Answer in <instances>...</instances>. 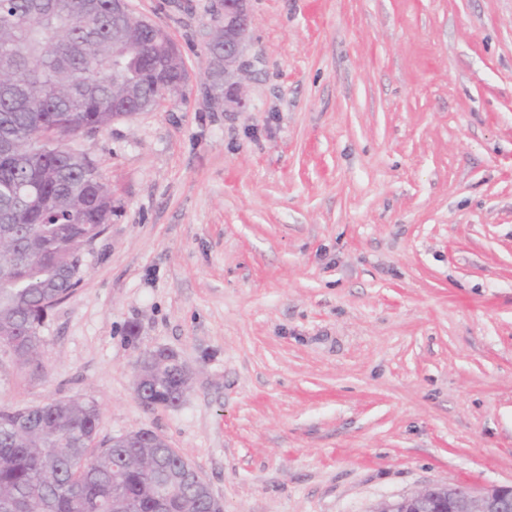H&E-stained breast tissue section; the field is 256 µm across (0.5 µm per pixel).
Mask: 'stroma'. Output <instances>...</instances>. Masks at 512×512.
Wrapping results in <instances>:
<instances>
[{
    "mask_svg": "<svg viewBox=\"0 0 512 512\" xmlns=\"http://www.w3.org/2000/svg\"><path fill=\"white\" fill-rule=\"evenodd\" d=\"M213 3L132 0L188 89L79 139L112 217L0 408L92 401L224 512L512 485V0H251L241 112L205 93ZM157 348L193 378L149 410Z\"/></svg>",
    "mask_w": 512,
    "mask_h": 512,
    "instance_id": "stroma-1",
    "label": "stroma"
}]
</instances>
